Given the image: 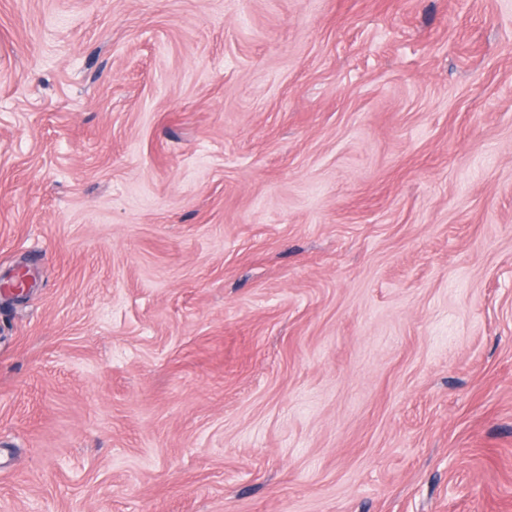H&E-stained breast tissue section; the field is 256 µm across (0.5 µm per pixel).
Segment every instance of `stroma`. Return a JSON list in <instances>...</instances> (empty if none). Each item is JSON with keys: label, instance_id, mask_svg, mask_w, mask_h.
<instances>
[{"label": "stroma", "instance_id": "35a3bbf8", "mask_svg": "<svg viewBox=\"0 0 512 512\" xmlns=\"http://www.w3.org/2000/svg\"><path fill=\"white\" fill-rule=\"evenodd\" d=\"M0 512H512V0H0Z\"/></svg>", "mask_w": 512, "mask_h": 512}]
</instances>
